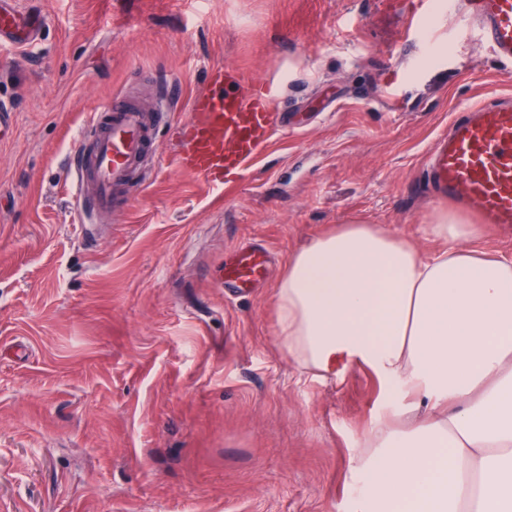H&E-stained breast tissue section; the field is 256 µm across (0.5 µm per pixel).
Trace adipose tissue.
I'll return each mask as SVG.
<instances>
[{
    "label": "adipose tissue",
    "instance_id": "ef3b65f1",
    "mask_svg": "<svg viewBox=\"0 0 512 512\" xmlns=\"http://www.w3.org/2000/svg\"><path fill=\"white\" fill-rule=\"evenodd\" d=\"M425 255L377 224L311 240L278 284L276 334L321 381L369 368L396 409L352 466L353 512H512V261L439 211Z\"/></svg>",
    "mask_w": 512,
    "mask_h": 512
}]
</instances>
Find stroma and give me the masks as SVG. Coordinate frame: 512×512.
Here are the masks:
<instances>
[{
    "instance_id": "stroma-1",
    "label": "stroma",
    "mask_w": 512,
    "mask_h": 512,
    "mask_svg": "<svg viewBox=\"0 0 512 512\" xmlns=\"http://www.w3.org/2000/svg\"><path fill=\"white\" fill-rule=\"evenodd\" d=\"M41 42L0 50V512H349L351 460L381 415L368 369L341 382L280 348L289 257L354 220L423 228L424 157L453 111L512 96V66L448 0L415 33L385 0H18ZM271 90L288 129L224 190L172 163L210 67ZM168 89L152 173L75 226L67 156L127 88ZM269 260L242 293L226 258Z\"/></svg>"
}]
</instances>
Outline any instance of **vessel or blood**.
<instances>
[{"label": "vessel or blood", "instance_id": "vessel-or-blood-1", "mask_svg": "<svg viewBox=\"0 0 512 512\" xmlns=\"http://www.w3.org/2000/svg\"><path fill=\"white\" fill-rule=\"evenodd\" d=\"M453 8L474 27L495 56L512 63V0H455ZM42 16L17 0H0V48L36 42ZM171 110L166 95L143 107L113 96L104 113L84 126L71 158L73 200L79 221L125 201L135 174L155 158L154 134ZM268 88L233 68L212 67L205 88L178 126L174 163L212 188L268 148L279 132ZM428 186L438 198L474 214L483 224L512 225V98L495 96L456 109L448 130L428 152ZM267 252L244 248L225 263L223 282L247 290L264 276Z\"/></svg>", "mask_w": 512, "mask_h": 512}]
</instances>
